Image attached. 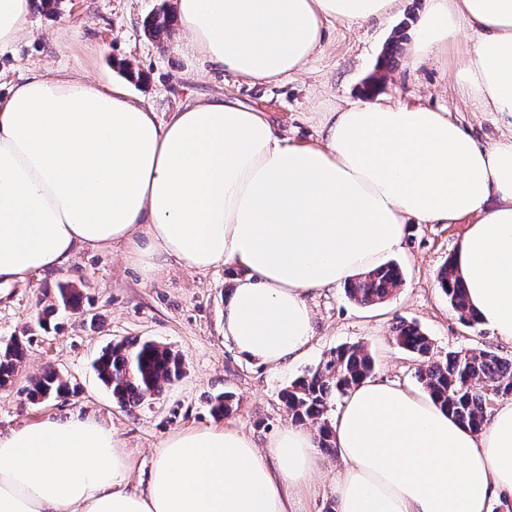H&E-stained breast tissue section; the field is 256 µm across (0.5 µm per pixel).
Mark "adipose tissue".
Instances as JSON below:
<instances>
[{"label": "adipose tissue", "mask_w": 512, "mask_h": 512, "mask_svg": "<svg viewBox=\"0 0 512 512\" xmlns=\"http://www.w3.org/2000/svg\"><path fill=\"white\" fill-rule=\"evenodd\" d=\"M399 0H177L186 52L245 82L305 70L330 25L391 15ZM32 0H0V49L27 38ZM462 98L512 121V0H426L413 68L462 31ZM474 217L454 265L479 323L512 343V135L486 145L437 110L366 101L327 113L317 141L267 113L195 98L158 118L125 87L30 69L0 98V282L66 270L84 249L125 248L145 278L170 264L238 269L224 338L272 368L314 335L308 297L368 272L410 224ZM343 464L336 512H490L512 496V401L481 430L428 395L369 378L330 422ZM122 442L91 416L0 433V512H288L322 459L282 428L262 453L231 426L191 427L133 483Z\"/></svg>", "instance_id": "obj_1"}]
</instances>
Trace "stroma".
I'll return each mask as SVG.
<instances>
[{
	"label": "stroma",
	"instance_id": "35a3bbf8",
	"mask_svg": "<svg viewBox=\"0 0 512 512\" xmlns=\"http://www.w3.org/2000/svg\"><path fill=\"white\" fill-rule=\"evenodd\" d=\"M423 7L424 0H402L400 13L383 20L336 24L304 72L278 84L249 86L185 54L179 21L157 37L144 30L145 18L157 11L173 14L175 0H59L52 11L34 0L30 36L0 52V96L25 78L28 67L40 64L51 74L79 75L96 85L124 83L161 119L190 98L236 99L269 113L296 142L316 140L324 113L368 97L420 103L447 113L483 143L497 141L504 128L496 114L460 97L451 65L471 49L473 38L449 47V63L409 66L411 46L403 38ZM466 226L463 219L407 225L401 248L391 256L403 269L404 284L383 303L359 305L341 285L316 292L310 299L315 314L310 346L302 358L278 370L239 357L225 341L226 267L201 273L171 266L147 281L125 252H80L69 270L35 273L25 284L0 288V340L30 338L13 384L0 389V432L49 414L96 417L124 442L138 482L147 479L156 448L186 427L233 426L268 449L291 421L281 390L337 346L364 345L376 361V378L417 387L421 360L392 340L394 326L402 321L416 323L431 338L434 358L482 348L512 361V344L481 324L463 323L438 286L437 273L453 257ZM62 283L85 293V309L60 314L50 329H42L37 310L53 301ZM125 338L155 340L184 360L181 378L151 404L129 410L113 402L91 368L104 346ZM49 369L70 384L72 394L31 403L27 388ZM223 392L232 394L234 404L228 415L217 417L209 399ZM339 477L335 454L324 453L321 473L295 495L290 512H327L335 504Z\"/></svg>",
	"mask_w": 512,
	"mask_h": 512
}]
</instances>
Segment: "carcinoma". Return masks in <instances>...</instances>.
<instances>
[{"instance_id": "carcinoma-1", "label": "carcinoma", "mask_w": 512, "mask_h": 512, "mask_svg": "<svg viewBox=\"0 0 512 512\" xmlns=\"http://www.w3.org/2000/svg\"><path fill=\"white\" fill-rule=\"evenodd\" d=\"M404 281L400 265L387 261L376 269L346 283L349 298L360 305L388 300ZM438 282L448 303L469 324L466 289L460 282L453 261L439 272ZM83 293L68 284L56 288L53 303L38 312L42 328L59 312L83 309ZM393 340L403 350L425 360L416 374L424 391L442 404L462 425L478 430L487 419L488 409L497 397L512 394V362L484 349L450 351L445 359H432L430 338L413 323H399ZM27 350L25 337L0 342V389L13 383L18 365ZM98 380L122 407L133 409L159 396L165 385L183 375V360L171 348L152 340H122L105 346L93 362ZM375 362L363 345L342 346L330 351L316 367L281 391V400L296 424H313L317 447L335 450L326 413L331 401L342 397L361 381L373 376ZM69 393L68 386L50 370L37 377L27 395L31 402L57 398Z\"/></svg>"}]
</instances>
